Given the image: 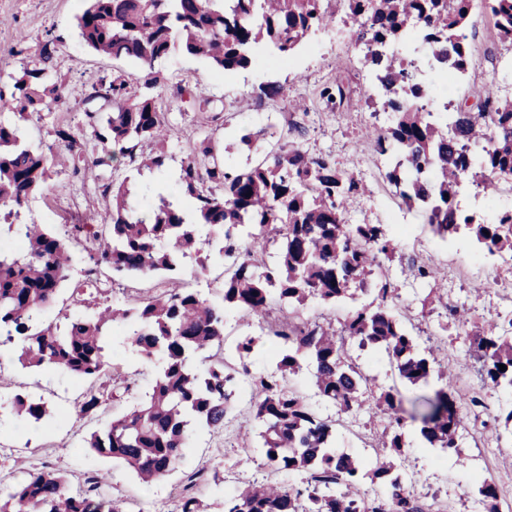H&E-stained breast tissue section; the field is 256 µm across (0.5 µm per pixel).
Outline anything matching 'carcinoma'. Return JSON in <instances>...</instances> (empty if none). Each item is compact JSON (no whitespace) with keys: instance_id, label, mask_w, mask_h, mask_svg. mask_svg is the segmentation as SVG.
Listing matches in <instances>:
<instances>
[{"instance_id":"obj_1","label":"carcinoma","mask_w":512,"mask_h":512,"mask_svg":"<svg viewBox=\"0 0 512 512\" xmlns=\"http://www.w3.org/2000/svg\"><path fill=\"white\" fill-rule=\"evenodd\" d=\"M357 42L372 41L364 55L375 74L381 106L391 123L376 136V152L396 158L389 182L403 186V197L424 204L429 226L442 241L463 233L493 256L512 253V214L491 203L483 215L460 210L461 184L478 180L484 196L494 199L500 179L512 177V97L498 94L491 81L478 94L477 111L448 112L428 104L450 61L466 70L467 27L473 0H342ZM490 15L496 37L512 39V0H493ZM335 18L322 0H89L77 18L79 37L90 49L129 58L146 68L143 89L124 72L104 74L84 87L85 125L101 145L92 159L72 127L55 131V145L32 148L17 121L0 120V230L24 239L17 253L0 254V345L28 342L19 356L35 368H60L89 383L80 412L90 413L113 397L107 390L106 349L113 328L126 329L125 340L140 357L162 360L154 385L128 412L114 416L91 434L89 448L131 469L151 483L175 471L200 428L217 430L232 408L241 382L248 383L254 418L262 431L270 472L303 473L301 484L278 480L252 483L224 498V512H450L432 496L426 503L409 484L398 460L407 455L406 418L420 421L422 444L454 455L467 466L460 432L485 408L480 394L456 397L445 385L415 398L402 409L393 387L376 394L375 378L366 374L353 349L385 358L400 379L411 384L453 377L435 350L421 348L403 325L398 296L387 283L384 260L396 243L383 224H350L346 213L360 191L353 174L326 156H311L296 142L278 139L276 146L251 166L239 170L220 160L208 139L181 161L178 182L193 201L191 209L166 184L153 189L149 208L130 202L125 184L102 183L103 200L111 205L110 223L70 225V237L85 243L84 262L105 264L113 276L173 279L194 258L207 267L203 227L224 229V262L220 299L209 302L192 288H170L121 309L105 308L91 319L74 315L66 330L43 322V312L62 290L72 263L66 240L38 224L21 221V209L49 177L57 163L54 146L71 157V176L80 179L87 166H109L122 155L136 170L162 172L167 153L160 147L145 157L143 142H164L173 125L161 105L165 83L154 63L176 53L210 59L226 74L254 66L261 52L287 58L306 40L326 30ZM60 37L49 30L33 65L9 86H0V108L50 109L62 100L65 83L53 81ZM175 96L193 110L197 126L218 119L213 101L195 85H179ZM494 139L490 150L480 148ZM376 284L375 306L347 313L339 325L311 322L300 310L310 300L334 303ZM439 302L470 340L472 356L482 362L483 383L512 391V318L485 325L468 317L463 305H448V289ZM277 307L281 315L258 335L238 338V370L224 360V327L229 317L265 316ZM277 349L276 365L253 372L245 364L265 345ZM209 361L206 372L194 360ZM505 365L500 370L499 365ZM311 376L312 403L298 387ZM371 394L374 406H368ZM17 412L35 421L49 416L47 405L17 394ZM341 414L368 412L385 426L373 455L365 459L336 445L339 420L323 416L320 405ZM495 423L512 440V404L498 409ZM203 471L188 472L182 482L181 512H206L191 490ZM86 488L69 490L65 478L37 471L0 499V512H125L122 501L99 492L96 472ZM477 495L485 512H499L500 492L488 478L472 481L464 492Z\"/></svg>"}]
</instances>
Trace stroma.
<instances>
[{"mask_svg":"<svg viewBox=\"0 0 512 512\" xmlns=\"http://www.w3.org/2000/svg\"><path fill=\"white\" fill-rule=\"evenodd\" d=\"M86 5L87 0H0V85L10 83L21 73L19 58L9 53L11 47L19 45L36 51L50 30L63 37L56 55V71L67 80L70 93L63 104L48 112L31 114L24 122L27 139L33 146L52 144L55 126L66 123L79 133L86 150H95L96 142L84 125L83 84L107 72L140 71L136 62L96 53L81 42L75 22ZM468 32L472 55L468 74L461 81H445L440 86L442 94L455 105L475 104L474 94L488 81L493 61L512 53V47L497 41L490 15H472ZM363 56L358 43L321 34L304 43L290 63L269 56L253 68L229 76L217 73L202 57L178 53L159 60L154 68L167 84L163 104L175 127L166 149L178 162L201 139L192 111L172 94L176 86L187 83L199 85L220 108L221 118L211 124L209 132L217 147L227 148L236 166L247 163L246 152L235 144L239 131L267 127L280 135L287 133L289 127H304L303 137L297 140L304 151L313 156H329L367 188L364 195L352 201L346 214L348 222L384 224L395 237L397 252L388 263L390 284L415 335L428 337L440 316L435 311L422 313L421 301L427 286L408 275L407 265L412 261L439 268L449 304L462 303L478 318L504 322L512 317V301L496 291L495 272L479 249L465 237L440 242L416 210L394 198L393 187L382 173V160L374 148L376 133L389 125L391 116L382 113L378 97L367 94L369 72L363 65ZM335 80L343 83L347 99L343 107L331 112L319 92ZM266 84L277 86V94L265 96L261 88ZM109 176L108 170L99 167L76 180L68 169L55 166L23 208L22 218L66 235L60 215L70 206H77L83 216L104 214L98 186ZM98 279V293L80 305L74 304L70 290H62L45 310L44 321L61 324L76 313L91 316L108 305H125L136 296L153 293L155 285L154 279L144 277L113 280L105 266ZM446 340L448 352L457 362L454 391L467 396L480 386L479 364L469 356L470 340L458 328L449 327ZM108 357L116 367L112 378L116 397L85 415L72 409L73 403L83 398L84 384L62 370H31L15 360L9 371L0 376V494L36 470L64 475L74 491L83 488L87 472L106 471L111 478L104 491L123 500L125 512H180L184 472L202 469L215 473L216 478L201 484L196 494L211 505L213 512H219L225 495L233 493L241 483L265 481L268 468L258 449L259 428L251 417V395L247 392L242 393L225 427L198 432L180 470L155 484H142L131 472L94 454L88 446L91 433L111 417L129 411L152 386L159 367L158 362L140 359L120 335L111 337ZM17 393L42 399L52 410L63 411V418L49 426L17 415L11 403ZM380 429V423L368 420L364 414L344 416L337 445L351 453L368 454L371 438ZM244 433L250 436L251 448L247 451L240 445ZM406 433L414 447L404 465L407 470L416 471L421 492L437 494L452 503L456 512H483L481 503L461 497L463 488L473 480V471L460 469L447 455L416 448L418 423L407 422Z\"/></svg>","mask_w":512,"mask_h":512,"instance_id":"35a3bbf8","label":"stroma"}]
</instances>
